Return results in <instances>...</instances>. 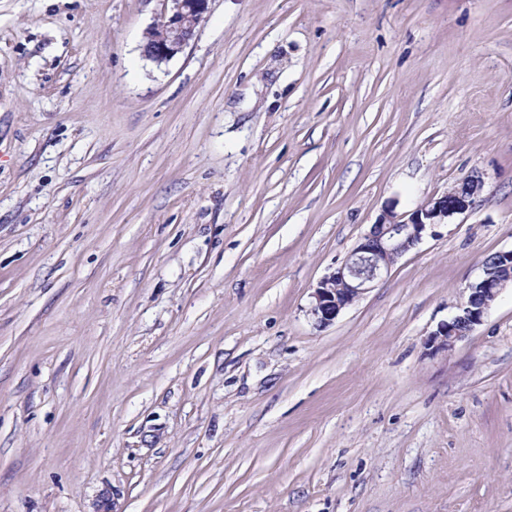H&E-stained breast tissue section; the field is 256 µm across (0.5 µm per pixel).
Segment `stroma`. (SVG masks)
<instances>
[{
	"label": "stroma",
	"mask_w": 512,
	"mask_h": 512,
	"mask_svg": "<svg viewBox=\"0 0 512 512\" xmlns=\"http://www.w3.org/2000/svg\"><path fill=\"white\" fill-rule=\"evenodd\" d=\"M0 0V512H512V0ZM476 173L326 326L385 207ZM212 1L163 0L158 20L145 32L143 57L160 66L182 53L206 21ZM509 283L512 284V250L493 253L483 261L480 279L465 288L467 297L456 315L428 335V345L435 351H447L466 339Z\"/></svg>",
	"instance_id": "stroma-1"
}]
</instances>
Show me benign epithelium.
<instances>
[{
  "label": "benign epithelium",
  "instance_id": "benign-epithelium-1",
  "mask_svg": "<svg viewBox=\"0 0 512 512\" xmlns=\"http://www.w3.org/2000/svg\"><path fill=\"white\" fill-rule=\"evenodd\" d=\"M211 2L163 0L158 20L145 32L143 57L160 66L182 53L206 21ZM483 187L482 177L472 174L458 181L451 191L428 200L410 213L382 211L346 260L313 288L310 314L316 323L325 326L333 322L424 236L433 234L435 227L473 209ZM509 284H512V250L496 252L483 261L480 279L467 286L466 300L456 315L430 333L428 345L436 351H447L466 339Z\"/></svg>",
  "mask_w": 512,
  "mask_h": 512
}]
</instances>
